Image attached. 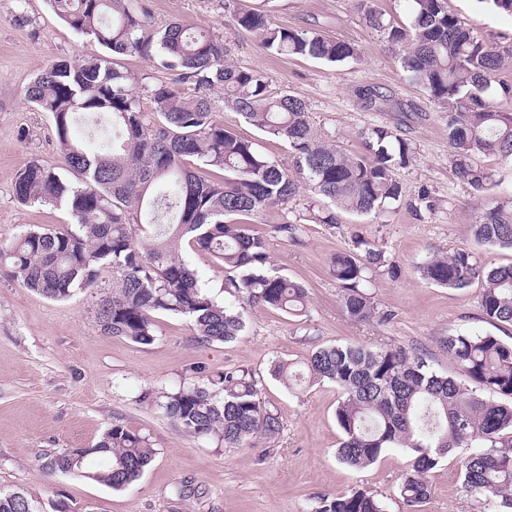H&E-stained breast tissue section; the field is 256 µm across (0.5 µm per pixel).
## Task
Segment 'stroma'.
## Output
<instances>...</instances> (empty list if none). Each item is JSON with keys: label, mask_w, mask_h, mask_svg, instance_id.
<instances>
[{"label": "stroma", "mask_w": 512, "mask_h": 512, "mask_svg": "<svg viewBox=\"0 0 512 512\" xmlns=\"http://www.w3.org/2000/svg\"><path fill=\"white\" fill-rule=\"evenodd\" d=\"M157 28L180 22L223 43L231 62L256 70L272 92L302 99L322 139L346 152L361 151L363 131L397 130L413 148L411 163L397 173L405 200L381 221L343 213L338 223L322 218L327 200L300 189L287 205L250 221L265 236L272 269L306 286V315L291 317L263 307L243 309L245 331L227 343L203 344L180 316L157 318L153 343L139 345L103 335L96 304L112 285L104 270L99 285L67 301H51L23 288L0 268V491L20 492L53 512H311L322 497L363 489L385 512H493L468 494L460 476L467 451L457 448L429 474L432 492L419 509L403 501L399 486L409 457L386 451L355 471L339 462L341 433L335 410L340 394L328 382L290 389L271 375L274 362L303 361L337 342L369 347L400 346L417 352L432 370L455 375L441 344L460 331L512 342V325L488 323L480 284L463 290L423 281L416 265L427 253L476 248L493 268L512 263L511 249L476 247L473 226L487 200L512 201V163L485 160L495 181L491 195L458 179L448 149L446 114L403 72L394 50L365 22L359 0H145ZM268 8L274 23L317 31L353 43L354 59L338 64L271 56L257 37L236 23L238 11ZM449 10L489 46L512 49V15L479 7L477 0H448ZM92 44L64 24L49 0H0V244L28 224L69 223L64 209L21 205L14 192L18 173L33 162L58 164L60 152L47 113L24 98L26 85L54 61L81 60ZM375 88L393 96L401 110L366 108L359 93ZM217 121L253 141L282 167L292 168L287 145L249 125L215 92ZM293 223L295 239L275 232ZM361 236L396 262L397 272L374 273L368 292L385 322H354L341 307L328 262ZM251 369L262 398L278 414L279 435L254 447L227 448L215 439L186 434L157 405L161 393L227 367ZM148 435L155 449L144 475L115 490L78 476L47 478L41 459L62 448L91 447L112 425Z\"/></svg>", "instance_id": "stroma-1"}]
</instances>
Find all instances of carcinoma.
Wrapping results in <instances>:
<instances>
[{
  "label": "carcinoma",
  "mask_w": 512,
  "mask_h": 512,
  "mask_svg": "<svg viewBox=\"0 0 512 512\" xmlns=\"http://www.w3.org/2000/svg\"><path fill=\"white\" fill-rule=\"evenodd\" d=\"M76 33L106 48L80 62H53L27 86L24 96L49 114L61 152L57 166L34 162L17 176L15 192L25 206L64 209L72 223L61 229L32 225L0 247V266L19 284L53 301L95 288L112 269V291L100 299V330L135 344L155 340L160 313L193 322L198 341L225 343L245 330L240 308L261 305L300 317L308 308L302 284L269 270L267 239L246 221L295 196L300 184L340 212L379 219L404 198L396 177L413 150L385 127L363 134L365 151L346 153L315 132L305 103L268 92L254 70L226 59L223 44L206 31L171 23L153 28L141 0H51ZM409 23L401 25L361 0L369 27L392 47L408 79L448 112V148L458 177L482 192L492 174L481 162L512 161V112L493 101L512 97L501 82L502 57L448 11L447 0H407ZM237 24L260 38L276 56L343 62L355 48L319 32L271 22L252 8ZM141 56L190 84L182 93L163 82L140 102L131 72L116 57ZM224 91L229 107L260 131L285 141L294 156L288 172L255 143L215 119L211 93ZM366 106L383 110L397 102L368 88ZM82 114L112 118V140L90 150L77 140ZM477 243L512 250V205H486L474 225ZM211 254L228 272L224 300L200 283L185 262V247ZM394 268L385 252L356 235L352 248L336 253L330 275L341 288L346 315L370 321L378 311L367 288L373 272ZM422 279L442 288L482 285L481 308L491 323L512 324V264L487 268L468 248L431 253L417 265ZM463 380L433 371L419 355L391 345L339 343L312 352L301 369L277 362L271 375L284 385L328 381L340 392L335 418L342 438L338 459L363 469L388 448H403L410 461L400 494L411 507L431 495L429 473L454 448L464 487L512 512V343L463 331L443 338ZM497 393L506 401L482 397ZM162 413L190 435L216 437L226 448L250 446L279 434V417L266 407L258 380L227 367L199 381L183 382L157 401ZM155 455L149 438L114 424L89 448H62L40 469L48 476L78 475L115 490L137 481ZM0 512H41L20 492H0ZM314 512H384L367 491L321 498Z\"/></svg>",
  "instance_id": "carcinoma-1"
}]
</instances>
